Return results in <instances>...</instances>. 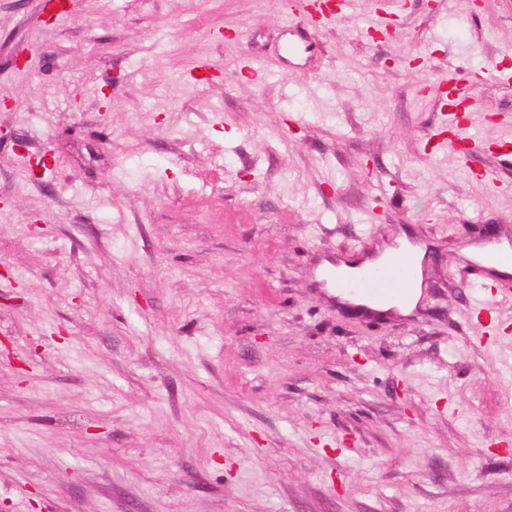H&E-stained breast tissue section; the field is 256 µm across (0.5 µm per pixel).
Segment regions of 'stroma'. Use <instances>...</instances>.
Instances as JSON below:
<instances>
[{
    "label": "stroma",
    "mask_w": 512,
    "mask_h": 512,
    "mask_svg": "<svg viewBox=\"0 0 512 512\" xmlns=\"http://www.w3.org/2000/svg\"><path fill=\"white\" fill-rule=\"evenodd\" d=\"M282 2L0 0V512H512V334L467 271L512 164L436 147L432 91L478 76L512 149V0H401L384 42L378 0ZM402 236L410 314L318 276ZM291 1L292 2H288V0L283 1L285 9L288 10L289 13H302L304 16H308L307 5L314 3L319 14V22L317 24L335 21L336 17L348 13L352 4V0H337L336 3H331L328 0H317L318 2H310L308 0ZM495 279L491 293L472 307V316L479 321H485L486 336L507 335L512 328L510 320H503L499 317L500 309L497 305L499 296L512 295V277L504 274L496 276Z\"/></svg>",
    "instance_id": "obj_1"
}]
</instances>
